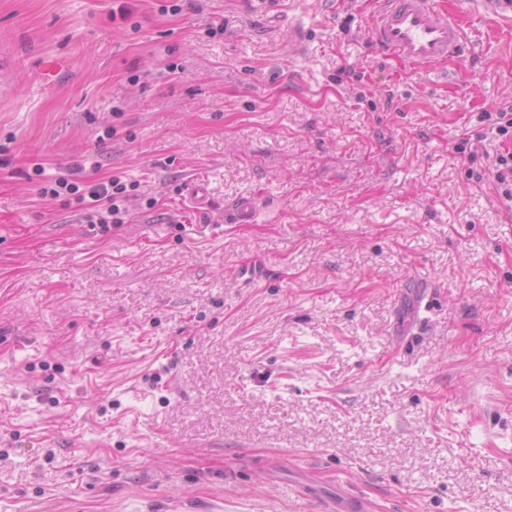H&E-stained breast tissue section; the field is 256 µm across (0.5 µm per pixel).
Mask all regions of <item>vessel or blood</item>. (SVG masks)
<instances>
[{"label":"vessel or blood","instance_id":"1","mask_svg":"<svg viewBox=\"0 0 512 512\" xmlns=\"http://www.w3.org/2000/svg\"><path fill=\"white\" fill-rule=\"evenodd\" d=\"M368 34L383 55L412 68H431L459 59L463 23L438 0H373ZM256 217L249 196L224 211L228 224H251Z\"/></svg>","mask_w":512,"mask_h":512}]
</instances>
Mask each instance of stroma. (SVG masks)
I'll return each instance as SVG.
<instances>
[{
	"mask_svg": "<svg viewBox=\"0 0 512 512\" xmlns=\"http://www.w3.org/2000/svg\"><path fill=\"white\" fill-rule=\"evenodd\" d=\"M444 2L405 71L371 0H0V512H512V32ZM368 34L383 55L411 68L460 60L463 23L436 0H373ZM481 118L484 121H490L492 132L495 129L500 137H507L512 134V105L502 107L496 112H483ZM494 179L497 190L507 200L512 201V152L505 150L497 156ZM136 190V183L125 184L120 177H112L107 182L80 186L66 177L57 178L53 187H45L44 196L59 197L64 192L74 195L75 201L82 205L79 219L83 224L98 226L103 232L111 230L112 224H120L126 216L125 202L129 199V190ZM63 192V193H62ZM257 211L251 196L241 197L224 209V221L228 224H253Z\"/></svg>",
	"mask_w": 512,
	"mask_h": 512,
	"instance_id": "stroma-1",
	"label": "stroma"
}]
</instances>
